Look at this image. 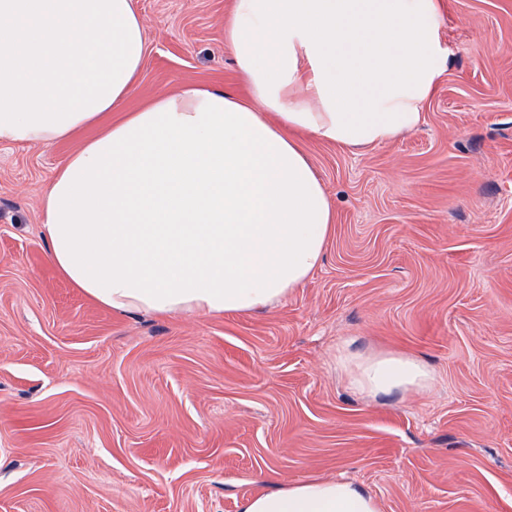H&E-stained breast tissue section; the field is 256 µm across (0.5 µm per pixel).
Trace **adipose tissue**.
Listing matches in <instances>:
<instances>
[{
	"instance_id": "1",
	"label": "adipose tissue",
	"mask_w": 512,
	"mask_h": 512,
	"mask_svg": "<svg viewBox=\"0 0 512 512\" xmlns=\"http://www.w3.org/2000/svg\"><path fill=\"white\" fill-rule=\"evenodd\" d=\"M224 44L245 97L188 83L127 112L147 50L133 0H0V143L96 130L45 188L40 231L54 270L102 307L235 316L280 302L333 232L299 135L353 150L409 133L448 64L439 0H233ZM341 364L373 397L432 380L401 354ZM241 510L380 512L336 480Z\"/></svg>"
}]
</instances>
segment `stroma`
<instances>
[{
  "label": "stroma",
  "instance_id": "1",
  "mask_svg": "<svg viewBox=\"0 0 512 512\" xmlns=\"http://www.w3.org/2000/svg\"><path fill=\"white\" fill-rule=\"evenodd\" d=\"M231 0H134L133 109L240 92ZM449 65L421 126L361 151L305 135L330 197L321 267L250 314L96 306L62 280L40 202L80 147L0 145V512H240L349 481L380 512H512V0H441ZM401 352L421 392H355L343 345Z\"/></svg>",
  "mask_w": 512,
  "mask_h": 512
}]
</instances>
